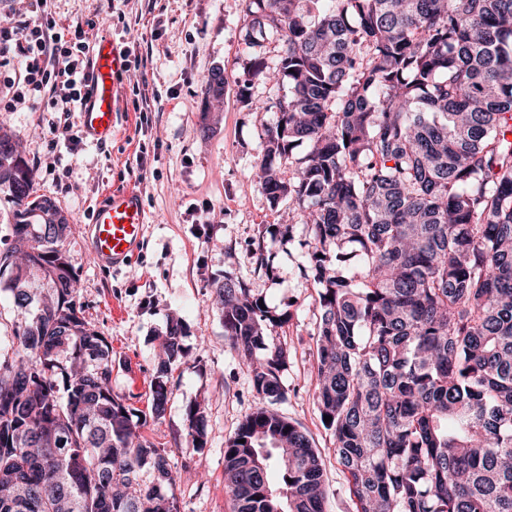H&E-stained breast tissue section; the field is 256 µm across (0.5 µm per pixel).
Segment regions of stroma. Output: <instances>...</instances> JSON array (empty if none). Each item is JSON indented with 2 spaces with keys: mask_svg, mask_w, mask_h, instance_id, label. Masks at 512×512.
Masks as SVG:
<instances>
[{
  "mask_svg": "<svg viewBox=\"0 0 512 512\" xmlns=\"http://www.w3.org/2000/svg\"><path fill=\"white\" fill-rule=\"evenodd\" d=\"M50 7L58 32L92 22L90 38L112 37L133 61L122 79L120 132L104 146L86 140L73 150L58 145L52 166L46 160L51 125H79V113L52 111L42 98L0 112V124L18 136L36 172L38 194L75 221L69 247L77 260L79 298L112 346V390L127 405L149 412L153 339L165 331L170 315L184 323L188 357L169 379L164 415L144 430L170 455L171 491L180 512H231L224 445L256 404L250 372L211 309L209 284L227 273L248 278L270 306L289 313L278 331L289 351L281 374L285 398L270 408L299 425L320 453L327 512H353L311 377L317 293L301 273L309 228L295 224L290 240L272 243V274L254 273L251 264L259 228L288 222L287 203L271 206L255 179L272 115L251 111L232 88L220 102L204 94L214 70L232 80L258 56L275 66L276 39L248 44L246 0H127L124 18L112 21L107 0H51ZM141 92L149 107L139 111ZM126 185L143 200L144 241L128 266L109 274L91 258L87 225L103 192ZM202 400L207 444L199 448L186 435L185 410Z\"/></svg>",
  "mask_w": 512,
  "mask_h": 512,
  "instance_id": "obj_1",
  "label": "stroma"
}]
</instances>
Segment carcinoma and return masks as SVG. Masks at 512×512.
Segmentation results:
<instances>
[{
	"label": "carcinoma",
	"mask_w": 512,
	"mask_h": 512,
	"mask_svg": "<svg viewBox=\"0 0 512 512\" xmlns=\"http://www.w3.org/2000/svg\"><path fill=\"white\" fill-rule=\"evenodd\" d=\"M250 44L278 36L258 184L310 228L320 416L355 512H512V0H248ZM293 176L275 165L300 146ZM0 127V290L28 318L0 352V512H179L169 455L112 392V347L85 316L72 224ZM271 271L266 232L251 251ZM256 405L224 448L233 512H325L323 461L270 410L290 315L243 278L210 284ZM158 337L151 413L187 357ZM205 404L186 435L205 442ZM152 476L144 484L143 474Z\"/></svg>",
	"instance_id": "obj_1"
}]
</instances>
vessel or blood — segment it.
I'll list each match as a JSON object with an SVG mask.
<instances>
[{
    "label": "vessel or blood",
    "instance_id": "obj_1",
    "mask_svg": "<svg viewBox=\"0 0 512 512\" xmlns=\"http://www.w3.org/2000/svg\"><path fill=\"white\" fill-rule=\"evenodd\" d=\"M129 66L125 51L109 36L94 40L91 89L82 103L81 128L96 144L111 142L119 123L120 78ZM147 222L138 193L128 187L110 189L92 211L88 245L96 263L118 270L138 252Z\"/></svg>",
    "mask_w": 512,
    "mask_h": 512
}]
</instances>
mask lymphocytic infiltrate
Here are the masks:
<instances>
[{
  "instance_id": "1",
  "label": "lymphocytic infiltrate",
  "mask_w": 512,
  "mask_h": 512,
  "mask_svg": "<svg viewBox=\"0 0 512 512\" xmlns=\"http://www.w3.org/2000/svg\"><path fill=\"white\" fill-rule=\"evenodd\" d=\"M48 0H31V11L0 25V56L10 57L18 81L12 100L46 95L54 111L73 112L86 97L91 80L87 33L75 25L71 39L55 30Z\"/></svg>"
}]
</instances>
